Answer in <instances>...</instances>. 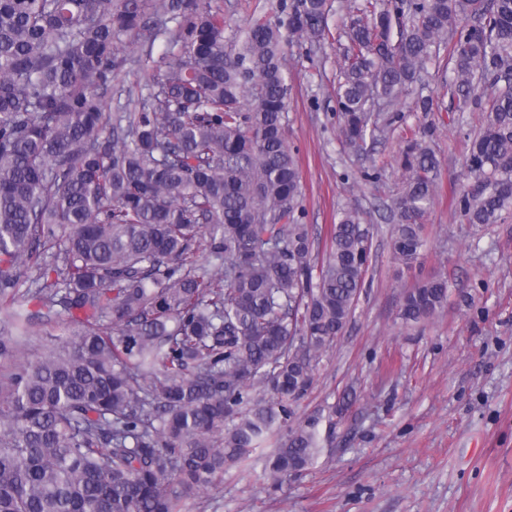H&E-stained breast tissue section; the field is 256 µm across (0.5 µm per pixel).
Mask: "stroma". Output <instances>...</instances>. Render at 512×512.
I'll list each match as a JSON object with an SVG mask.
<instances>
[{
  "mask_svg": "<svg viewBox=\"0 0 512 512\" xmlns=\"http://www.w3.org/2000/svg\"><path fill=\"white\" fill-rule=\"evenodd\" d=\"M225 40L277 0H223ZM343 51L285 48L293 77L285 135L301 172L302 205L316 253L343 209L373 228L365 285L353 315L323 353L298 418L320 415L323 448L308 469L268 489L262 452L228 467L182 512H512V210L471 224L456 209L466 145L482 112L451 106L446 69L430 66L403 98L390 131L356 154L337 137L335 87ZM433 100L430 111L419 97ZM426 134L439 161L428 246L412 268L391 253L392 201L401 152ZM377 169L379 177L362 173ZM444 275L448 302L427 322L399 317L404 290Z\"/></svg>",
  "mask_w": 512,
  "mask_h": 512,
  "instance_id": "35a3bbf8",
  "label": "stroma"
}]
</instances>
